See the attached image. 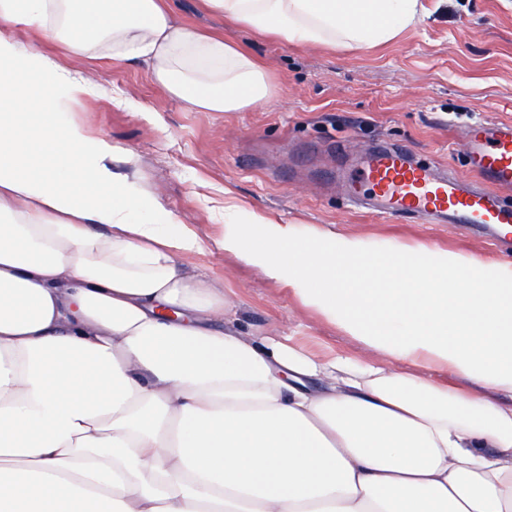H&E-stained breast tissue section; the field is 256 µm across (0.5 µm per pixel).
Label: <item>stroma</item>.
<instances>
[{"label":"stroma","mask_w":512,"mask_h":512,"mask_svg":"<svg viewBox=\"0 0 512 512\" xmlns=\"http://www.w3.org/2000/svg\"><path fill=\"white\" fill-rule=\"evenodd\" d=\"M165 2L185 25L253 57L267 72L268 100L236 112L190 110L144 63L94 58L79 69L98 93L71 112L129 150L141 188L158 193L168 212L209 243L194 262L223 281L245 334L288 336L308 352L366 354L364 344L287 288L216 247L228 195L278 223L498 260L481 234L351 209L336 171L394 144L467 175L466 128L512 120V0H420L414 24L359 50L291 44L211 16L200 0Z\"/></svg>","instance_id":"obj_1"}]
</instances>
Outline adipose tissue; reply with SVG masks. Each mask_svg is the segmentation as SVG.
I'll list each match as a JSON object with an SVG mask.
<instances>
[{"label":"adipose tissue","mask_w":512,"mask_h":512,"mask_svg":"<svg viewBox=\"0 0 512 512\" xmlns=\"http://www.w3.org/2000/svg\"><path fill=\"white\" fill-rule=\"evenodd\" d=\"M306 45L385 43L418 0H203ZM64 60L21 51L17 27ZM98 52L187 108L265 101L262 68L160 0H0V512H512V264L225 204L224 253L369 360L243 335L205 241L70 114ZM439 367L458 389L418 375Z\"/></svg>","instance_id":"adipose-tissue-1"}]
</instances>
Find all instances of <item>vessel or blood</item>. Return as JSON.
Masks as SVG:
<instances>
[{
  "instance_id": "1",
  "label": "vessel or blood",
  "mask_w": 512,
  "mask_h": 512,
  "mask_svg": "<svg viewBox=\"0 0 512 512\" xmlns=\"http://www.w3.org/2000/svg\"><path fill=\"white\" fill-rule=\"evenodd\" d=\"M466 158L475 182L444 174L430 158L407 147H383L359 162L350 186L359 205L397 218L462 224L487 231L492 243L512 254V121L476 122L467 130Z\"/></svg>"
}]
</instances>
